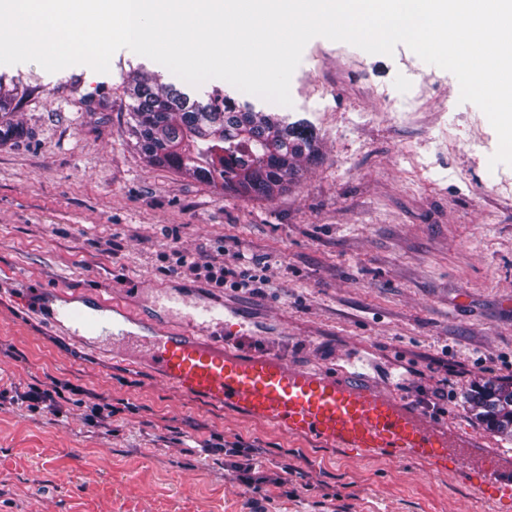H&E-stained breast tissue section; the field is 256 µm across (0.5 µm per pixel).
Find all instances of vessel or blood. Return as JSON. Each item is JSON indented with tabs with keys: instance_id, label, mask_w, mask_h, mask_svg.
Returning a JSON list of instances; mask_svg holds the SVG:
<instances>
[{
	"instance_id": "1",
	"label": "vessel or blood",
	"mask_w": 512,
	"mask_h": 512,
	"mask_svg": "<svg viewBox=\"0 0 512 512\" xmlns=\"http://www.w3.org/2000/svg\"><path fill=\"white\" fill-rule=\"evenodd\" d=\"M54 325L80 339L112 338L122 353L145 354L156 376L179 392L281 428L290 435L441 467L472 462L488 483L486 502L512 498V474L495 453L419 409L363 383L295 366L281 356L241 354L226 328L229 307L179 291L157 293L151 309L98 291L43 288Z\"/></svg>"
}]
</instances>
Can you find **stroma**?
<instances>
[{
    "mask_svg": "<svg viewBox=\"0 0 512 512\" xmlns=\"http://www.w3.org/2000/svg\"><path fill=\"white\" fill-rule=\"evenodd\" d=\"M158 74L201 102L220 94L305 122L318 151L273 199L249 198L148 160L130 131L125 86ZM455 76L404 45L369 54L310 40L292 104L211 79L192 88L121 49L110 70L0 65L26 135L0 143V512H483L464 464L428 471L394 457L288 435L164 385L140 357L83 343L37 311L40 285L180 289L224 301L237 348L342 371L416 406L483 451L512 442L467 402L512 384V166H490L497 135L460 102ZM235 267L264 288L234 293L183 272L178 255ZM56 412L22 403L30 388ZM118 406L108 425L96 404ZM258 448L255 493L225 449ZM292 466V496L274 466Z\"/></svg>",
    "mask_w": 512,
    "mask_h": 512,
    "instance_id": "1",
    "label": "stroma"
}]
</instances>
